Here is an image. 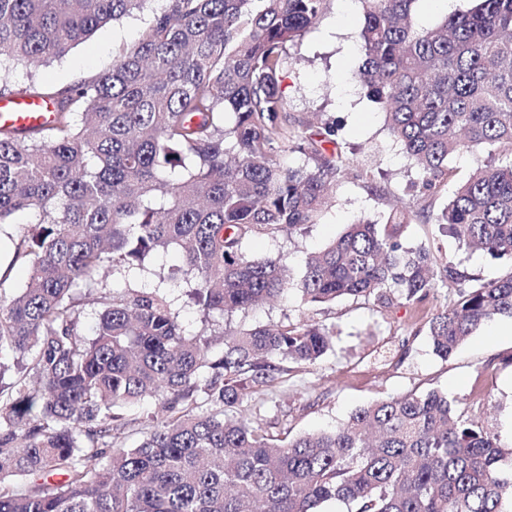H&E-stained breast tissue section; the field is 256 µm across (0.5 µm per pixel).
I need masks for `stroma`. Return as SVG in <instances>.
Instances as JSON below:
<instances>
[{
	"instance_id": "stroma-1",
	"label": "stroma",
	"mask_w": 512,
	"mask_h": 512,
	"mask_svg": "<svg viewBox=\"0 0 512 512\" xmlns=\"http://www.w3.org/2000/svg\"><path fill=\"white\" fill-rule=\"evenodd\" d=\"M165 6V0H153L150 11L108 23L39 72L11 66L0 81V93H19L33 84L58 90L93 80L111 68L116 50L137 42L152 12ZM362 24L359 0H332L317 26L290 46L280 82L289 126L302 127L316 116L338 125L337 143H326L325 149L341 152L349 176L337 184L334 205L306 235L275 240L256 237L245 246L249 254L300 268L307 253L324 248L347 224L377 219L418 176L390 137L378 104L354 78ZM404 244L440 250L461 270L484 281L512 268L510 258H494L461 247L452 237L440 236L430 221L409 225ZM179 262L178 250H169L152 257L146 271L115 276L111 285L164 284L183 328L195 332L201 323L182 284L163 283L158 278L160 272ZM444 302L445 293L440 290L420 304H396L387 309L361 297L308 305L292 291L287 300L235 314L231 323L236 328L289 319L311 320L336 329L332 351L314 365L292 369L286 387L257 403L255 424L293 438L333 428L369 401L434 389L455 399L459 412L494 430L502 444H511L512 318L498 316L488 321L444 360L433 353L426 333L428 320Z\"/></svg>"
}]
</instances>
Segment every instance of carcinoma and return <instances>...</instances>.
<instances>
[{
  "instance_id": "obj_1",
  "label": "carcinoma",
  "mask_w": 512,
  "mask_h": 512,
  "mask_svg": "<svg viewBox=\"0 0 512 512\" xmlns=\"http://www.w3.org/2000/svg\"><path fill=\"white\" fill-rule=\"evenodd\" d=\"M150 2L0 0V61L36 71ZM328 2L167 0L92 82L31 88L55 101L51 125H0V231L30 270L19 292L0 291V512H319L329 500L347 512H504L512 448L445 393L375 400L288 442L252 420L253 396L331 348L322 324L230 326L292 290L307 304L389 308L444 289L451 302L427 326L441 359L512 317V271L480 281L403 244L431 215L459 244L512 258V0H475L429 28L414 22L420 0H359L355 78L419 181L307 254L298 278L245 253L255 237L318 223L343 173L323 147L336 125L289 129L280 90L288 46ZM476 149L490 161L437 211L415 209L448 181V159ZM288 150L306 164L283 167ZM25 209L37 223L12 222ZM171 248L182 265L161 280L187 288L205 324L195 335L163 288L107 287ZM138 403L154 405L147 432L114 447Z\"/></svg>"
}]
</instances>
